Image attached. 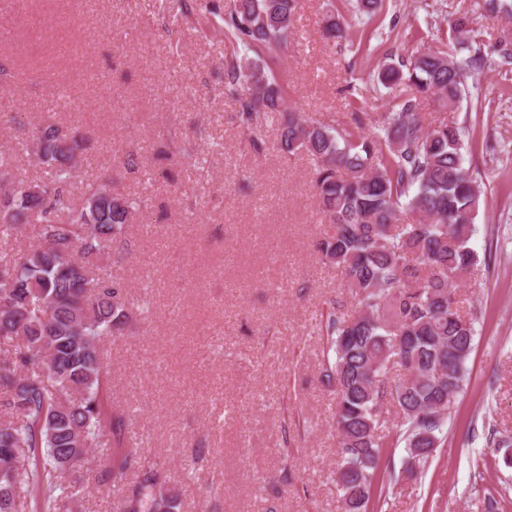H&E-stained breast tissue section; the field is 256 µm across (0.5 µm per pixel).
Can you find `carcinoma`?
Masks as SVG:
<instances>
[{
	"instance_id": "carcinoma-1",
	"label": "carcinoma",
	"mask_w": 512,
	"mask_h": 512,
	"mask_svg": "<svg viewBox=\"0 0 512 512\" xmlns=\"http://www.w3.org/2000/svg\"><path fill=\"white\" fill-rule=\"evenodd\" d=\"M379 0H356L366 25ZM297 0H221L208 11L237 45L224 64V95L254 151L264 140L257 116L277 118L281 150L306 154L324 231L317 251L340 272L354 309L334 304L320 314V382L333 396L339 463L331 476L344 512H368L383 449L404 445L422 469L439 447L475 335L450 277L477 264L469 246L480 190L465 167L461 128H424L418 98L435 96L452 111L468 77L484 68L512 72V35L470 43L459 59L471 17L452 21L442 42L418 56L383 65V86L406 83L416 97L396 112L353 113L333 127L288 105L264 54L288 43ZM487 19L512 16V0H480ZM333 43L350 40L334 10L323 19ZM39 178L14 174L17 147L0 150V241L25 230L36 243L22 254L0 250V337L17 338L0 356V512H67L68 505L112 481L113 512H179L181 502L158 463L129 446L126 416L108 404L101 341L130 319L122 281L100 263L124 250L126 227L141 198L115 195L103 183L78 198L74 169L90 140L46 121L33 132ZM416 216L399 222V213ZM405 370L391 375V366ZM394 409L400 426L384 433ZM113 447L112 469L87 465L94 448Z\"/></svg>"
}]
</instances>
